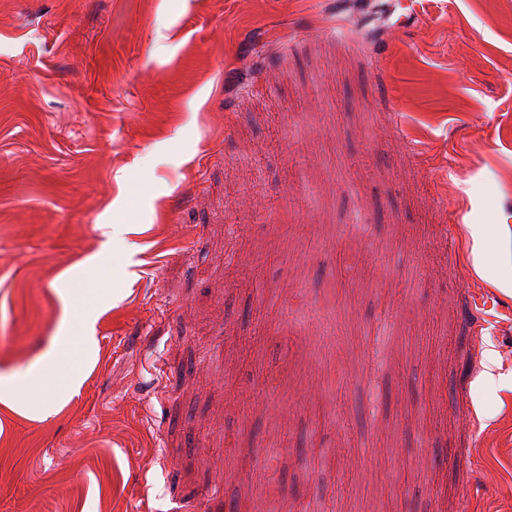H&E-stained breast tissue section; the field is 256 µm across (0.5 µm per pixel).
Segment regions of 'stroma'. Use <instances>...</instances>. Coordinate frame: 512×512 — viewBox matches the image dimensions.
<instances>
[{
	"label": "stroma",
	"mask_w": 512,
	"mask_h": 512,
	"mask_svg": "<svg viewBox=\"0 0 512 512\" xmlns=\"http://www.w3.org/2000/svg\"><path fill=\"white\" fill-rule=\"evenodd\" d=\"M467 493L512 512V0H0V512ZM77 316L79 336H76V338L83 346H86L91 342L93 336L89 335L91 331L92 316L88 313H78L76 315H73V324L67 326V334L70 336H68V338L58 348L48 353L45 362L38 368L39 372L53 371L56 368H61L62 365L66 364L69 361L72 354V338H75V336L71 335H74L72 334V332L74 328V321ZM70 329H72V331Z\"/></svg>",
	"instance_id": "35a3bbf8"
}]
</instances>
